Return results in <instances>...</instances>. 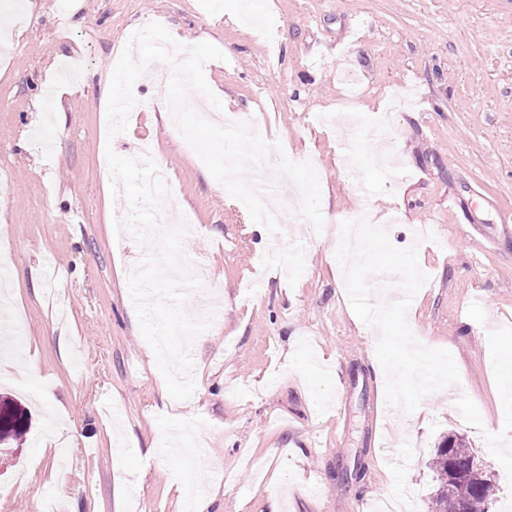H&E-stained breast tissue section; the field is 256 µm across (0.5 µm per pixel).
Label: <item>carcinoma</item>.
Instances as JSON below:
<instances>
[{"mask_svg": "<svg viewBox=\"0 0 512 512\" xmlns=\"http://www.w3.org/2000/svg\"><path fill=\"white\" fill-rule=\"evenodd\" d=\"M23 416L12 409H0V442L7 438L17 439L24 434ZM480 456L457 435L450 433L438 445L430 461L437 487L433 495L432 512H458L461 505L477 499L481 505L488 506L494 492V482L476 486L464 477H452L449 466L469 467L478 462Z\"/></svg>", "mask_w": 512, "mask_h": 512, "instance_id": "carcinoma-1", "label": "carcinoma"}]
</instances>
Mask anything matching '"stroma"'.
<instances>
[{"mask_svg": "<svg viewBox=\"0 0 512 512\" xmlns=\"http://www.w3.org/2000/svg\"><path fill=\"white\" fill-rule=\"evenodd\" d=\"M0 0L15 47L0 63V341L35 360L0 396L28 428L0 459V512H371L413 489L429 512L428 461L447 432L490 465L489 512H512V421L496 410L512 374V0ZM157 22L223 54L204 77L231 122L251 116L289 158L316 159L324 225L306 233L302 194L280 177L264 197L285 209L258 238L176 124L164 85L141 75L124 157L151 147L168 173L162 208L195 216L187 264L204 274L183 310L223 300L192 343L202 421L169 395L128 287L155 238L116 232L124 197L99 170L100 85L131 31ZM353 84H346L344 73ZM348 113L377 118L353 133ZM366 210L390 242L416 247L428 277L407 312L415 339L448 350L459 381L381 422L379 331L362 322L336 258L345 215ZM254 284L256 295L246 286ZM181 432L184 457L166 454ZM272 448H287L280 459ZM282 484L267 487L272 475Z\"/></svg>", "mask_w": 512, "mask_h": 512, "instance_id": "35a3bbf8", "label": "stroma"}]
</instances>
